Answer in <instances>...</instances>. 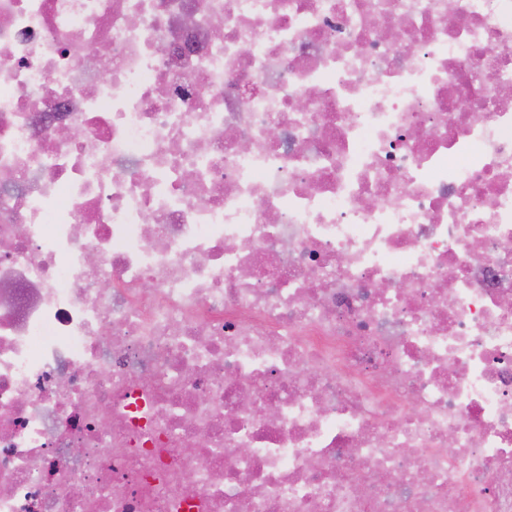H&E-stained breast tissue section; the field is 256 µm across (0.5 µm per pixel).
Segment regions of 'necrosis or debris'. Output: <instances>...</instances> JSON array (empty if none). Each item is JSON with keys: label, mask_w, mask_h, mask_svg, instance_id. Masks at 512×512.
Segmentation results:
<instances>
[{"label": "necrosis or debris", "mask_w": 512, "mask_h": 512, "mask_svg": "<svg viewBox=\"0 0 512 512\" xmlns=\"http://www.w3.org/2000/svg\"><path fill=\"white\" fill-rule=\"evenodd\" d=\"M0 512H512V0H0Z\"/></svg>", "instance_id": "4bbe7bcc"}]
</instances>
